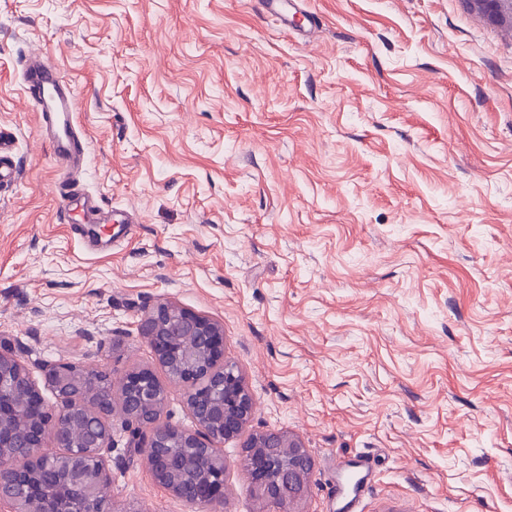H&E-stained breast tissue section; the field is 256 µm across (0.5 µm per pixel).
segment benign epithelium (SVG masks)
Here are the masks:
<instances>
[{"instance_id": "7a95c632", "label": "benign epithelium", "mask_w": 512, "mask_h": 512, "mask_svg": "<svg viewBox=\"0 0 512 512\" xmlns=\"http://www.w3.org/2000/svg\"><path fill=\"white\" fill-rule=\"evenodd\" d=\"M492 22L512 18V0H469ZM138 334L167 371L169 380L187 391L196 428L186 431L164 419V389L149 368L128 372L118 385L94 391L95 409L84 393L86 377L68 362L40 363L55 395L51 406L26 365L23 352L0 350V512H19V502L40 496L46 512H73L62 496L45 494L33 481L31 464L45 443L61 449L56 469L65 487L84 489L95 482L109 487L112 460L109 418L120 412L133 428L130 447L146 459L153 480L181 496L169 481L175 448L197 451L201 479L187 502L200 512H222L224 443L240 439L251 417L253 399L242 373L224 360V325L171 301L149 307ZM251 493L270 507L293 506L308 491L313 461L295 438L270 432L249 436L241 444Z\"/></svg>"}]
</instances>
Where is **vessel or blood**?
<instances>
[{"label":"vessel or blood","instance_id":"b4317fda","mask_svg":"<svg viewBox=\"0 0 512 512\" xmlns=\"http://www.w3.org/2000/svg\"><path fill=\"white\" fill-rule=\"evenodd\" d=\"M22 78L26 102L38 112L60 166L65 169L82 166L85 152L75 126L78 102L67 81L43 60L41 54L35 52L26 55ZM56 196L61 216H68L71 206L76 205L90 221L104 224L113 219L112 212L103 210L94 196L74 184L58 183Z\"/></svg>","mask_w":512,"mask_h":512}]
</instances>
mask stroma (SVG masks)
Here are the masks:
<instances>
[{
	"label": "stroma",
	"instance_id": "1",
	"mask_svg": "<svg viewBox=\"0 0 512 512\" xmlns=\"http://www.w3.org/2000/svg\"><path fill=\"white\" fill-rule=\"evenodd\" d=\"M0 0V346L165 382L136 324L172 300L224 325L247 430L313 459L295 512H512V35L466 0ZM42 52L78 99L57 166L25 103ZM79 184L130 224L62 223ZM223 512H256L238 442ZM112 512H194L144 462Z\"/></svg>",
	"mask_w": 512,
	"mask_h": 512
}]
</instances>
